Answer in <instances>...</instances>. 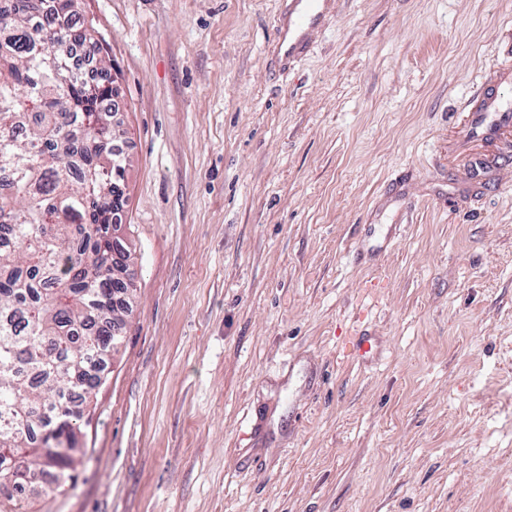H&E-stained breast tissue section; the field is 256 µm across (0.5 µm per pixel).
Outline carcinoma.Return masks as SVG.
Masks as SVG:
<instances>
[{"mask_svg": "<svg viewBox=\"0 0 512 512\" xmlns=\"http://www.w3.org/2000/svg\"><path fill=\"white\" fill-rule=\"evenodd\" d=\"M74 0H0V476L72 477L83 405L119 342L112 216L125 203L122 154L100 124L112 74L71 80L69 46L91 41Z\"/></svg>", "mask_w": 512, "mask_h": 512, "instance_id": "1", "label": "carcinoma"}]
</instances>
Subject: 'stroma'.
Listing matches in <instances>:
<instances>
[{"label":"stroma","instance_id":"35a3bbf8","mask_svg":"<svg viewBox=\"0 0 512 512\" xmlns=\"http://www.w3.org/2000/svg\"><path fill=\"white\" fill-rule=\"evenodd\" d=\"M287 9L79 0L135 290L29 512H512V0H334L285 66Z\"/></svg>","mask_w":512,"mask_h":512}]
</instances>
